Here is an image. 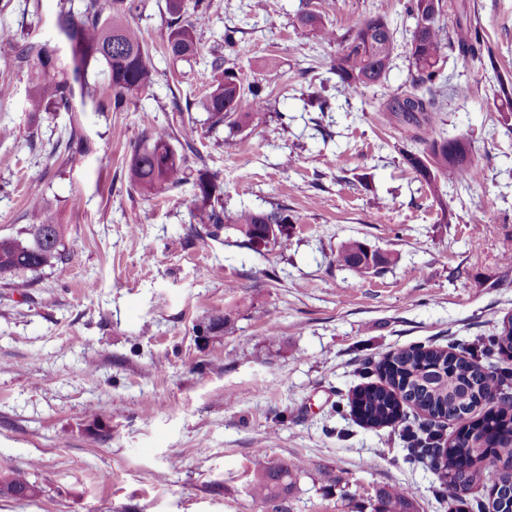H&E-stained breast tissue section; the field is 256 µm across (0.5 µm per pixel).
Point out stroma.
Segmentation results:
<instances>
[{"label": "stroma", "instance_id": "1", "mask_svg": "<svg viewBox=\"0 0 512 512\" xmlns=\"http://www.w3.org/2000/svg\"><path fill=\"white\" fill-rule=\"evenodd\" d=\"M0 0V26L56 35L58 0ZM196 56L162 40L165 0L130 16L153 54V85L113 111L103 65L79 118L93 152L77 163L58 140L69 113L25 110L27 72L0 45V236L30 223L40 186L74 249L64 267L0 277V473L20 470L37 497L0 512H262L248 494L256 450L304 460L283 512H375L380 489L413 493V512H448L429 461L411 460L400 427L350 414L365 367L412 345L468 352L512 315V134L491 111L512 90V0H469L484 62L441 59L435 134L465 138L479 188L448 179L433 197L404 161L419 151L387 104L408 87L407 0H205ZM321 9L337 35L385 13L398 48L386 78L350 97L329 71L333 47L301 26ZM244 83L276 70L270 105L236 135L210 127L200 101L222 78L225 28ZM332 108L307 106L313 93ZM195 146L224 188V211L287 208V248L252 251L232 229L189 237L191 185L153 195L126 171L146 131ZM232 145H225V137ZM349 240L391 256L376 272L341 265ZM235 311L218 336L195 321Z\"/></svg>", "mask_w": 512, "mask_h": 512}]
</instances>
